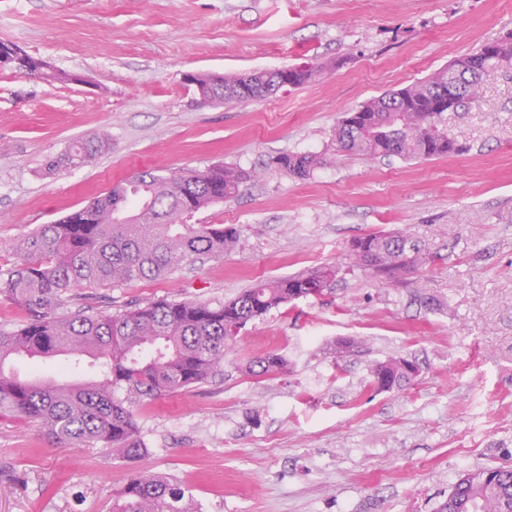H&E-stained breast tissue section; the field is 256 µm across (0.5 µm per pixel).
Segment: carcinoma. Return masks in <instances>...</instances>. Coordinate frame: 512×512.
<instances>
[{
  "mask_svg": "<svg viewBox=\"0 0 512 512\" xmlns=\"http://www.w3.org/2000/svg\"><path fill=\"white\" fill-rule=\"evenodd\" d=\"M431 77L374 98L349 112L336 125L333 151L340 155L429 159L463 151L440 127L434 111L448 82H467L502 69L487 45L453 61ZM261 85L256 77L196 75L198 96L219 103L248 102ZM109 147L97 136L72 143L47 168L78 167ZM273 163L289 176L304 179L327 163L322 154L288 153ZM250 174L214 164L203 171L159 174L145 170L50 224H41L11 247L13 264L0 276V299L23 307L26 324L0 333V414L25 417L47 427L53 443L102 444L128 459L147 448L127 406L131 398L152 400L201 384L221 371L224 351L250 321L293 300L310 296L308 282L322 267L279 279H261L217 306L205 302L158 300L131 304L116 312L81 306L61 314L77 286L112 288L138 280H156L201 256L222 255L237 241L233 228L192 224L199 211L236 194ZM354 254L371 261V274L396 283L421 261L410 254L399 233L370 232L351 244ZM63 356L82 367L90 380L60 386L23 380L5 371L15 358ZM286 359L269 353L252 359L255 376L283 371ZM418 365L391 358L372 369L373 385L392 390L411 383ZM126 392V398L116 391ZM112 512H199L191 489L155 474L131 476L112 498ZM438 512H512V467L481 466L466 471L453 485Z\"/></svg>",
  "mask_w": 512,
  "mask_h": 512,
  "instance_id": "carcinoma-1",
  "label": "carcinoma"
}]
</instances>
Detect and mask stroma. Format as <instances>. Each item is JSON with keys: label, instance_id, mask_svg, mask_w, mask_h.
I'll return each instance as SVG.
<instances>
[{"label": "stroma", "instance_id": "1", "mask_svg": "<svg viewBox=\"0 0 512 512\" xmlns=\"http://www.w3.org/2000/svg\"><path fill=\"white\" fill-rule=\"evenodd\" d=\"M511 32L512 0H0V41L82 77L0 70V274L15 242L117 182L215 163L252 173L193 218L236 228L231 250L161 280L74 288L66 309L216 305L258 279L338 270L322 295L249 323L221 375L134 406L142 458L59 448L38 422L0 415V512H111L139 471L189 486L202 512H437L465 471L512 466V71L444 114L461 154L328 155L304 179L271 163L325 153L346 112ZM302 65L309 82L244 103H200L185 80ZM103 134L111 147L91 162L46 171ZM380 230L426 256L401 283L351 251ZM271 351L286 372L244 371ZM395 357L418 377L376 390L372 367ZM62 364L13 369L85 381Z\"/></svg>", "mask_w": 512, "mask_h": 512}]
</instances>
